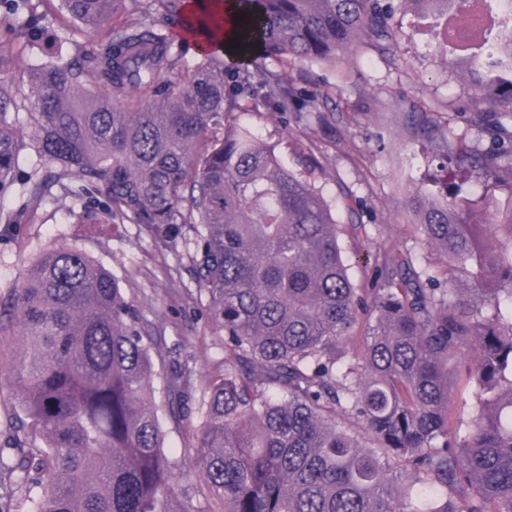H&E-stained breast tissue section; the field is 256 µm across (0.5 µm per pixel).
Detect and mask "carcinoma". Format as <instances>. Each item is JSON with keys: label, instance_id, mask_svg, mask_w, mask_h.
I'll use <instances>...</instances> for the list:
<instances>
[{"label": "carcinoma", "instance_id": "1", "mask_svg": "<svg viewBox=\"0 0 512 512\" xmlns=\"http://www.w3.org/2000/svg\"><path fill=\"white\" fill-rule=\"evenodd\" d=\"M8 2L27 7L22 35L41 48L46 0ZM189 2L58 0L77 33L119 10L132 18L78 60L54 53L0 84V107L30 110L36 152L107 200L105 222L143 224L162 243L196 225L205 311L224 331L184 449L208 507L179 489L156 401L178 394L184 373L156 388V340L116 277L58 247L12 289L0 324V347L26 350L12 391L27 417L0 445V512H512V219L492 200L428 203L416 230L446 253L441 276H422L409 252L387 253L375 286L357 287L322 189L228 122L252 95L248 82L225 79L217 48L184 63L167 31L133 17L154 10L188 39L219 41L224 13L196 0L193 22ZM234 2L245 20L232 48L248 61L330 62L363 41L391 51L400 37L385 0ZM401 2L478 27L460 37L446 24L434 37L448 71L478 95L471 122L494 121L506 136L457 162L512 183V0ZM265 99L289 112L296 90L276 75ZM25 147L0 119V195ZM358 326L366 342L352 351ZM466 361L474 405L452 429L448 379Z\"/></svg>", "mask_w": 512, "mask_h": 512}]
</instances>
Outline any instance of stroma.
Instances as JSON below:
<instances>
[{
	"label": "stroma",
	"mask_w": 512,
	"mask_h": 512,
	"mask_svg": "<svg viewBox=\"0 0 512 512\" xmlns=\"http://www.w3.org/2000/svg\"><path fill=\"white\" fill-rule=\"evenodd\" d=\"M392 23L400 30V40L390 54L360 45L333 63L265 62V72L282 73L296 87L325 90V98L316 104L280 115L254 96L232 114L289 169L303 171L307 157L317 158L312 177L345 229L340 241L350 277L360 287L369 284L380 263L378 246L383 242L414 252L417 270L437 275L446 267L443 253L421 247L416 239L412 199L418 193L442 196L463 190L492 197L502 206L512 203V186L489 182L476 168L456 171L440 139L416 133V123L425 119L447 132L454 146L483 152L497 144L491 131L469 123L466 110L475 92L440 63L428 42L426 20L402 7ZM0 117L26 143L16 160L19 182L0 197V212L14 217L13 223H0V321L12 313V288L44 251L73 247L102 263L137 308L144 331L163 337L153 353L156 371H169L177 362L189 374L187 413L174 417L168 409L160 411L170 453L181 459L188 474L194 462L183 450L201 424L197 402L213 362L224 355L222 331L205 312L206 296L195 272L194 225H185L182 237L166 246L144 225L129 220L115 226L97 223L103 197L80 191L77 180H58L56 166L42 160L33 147L37 128L26 112L9 106ZM33 172L48 188L34 209L27 205L25 184Z\"/></svg>",
	"instance_id": "obj_1"
}]
</instances>
